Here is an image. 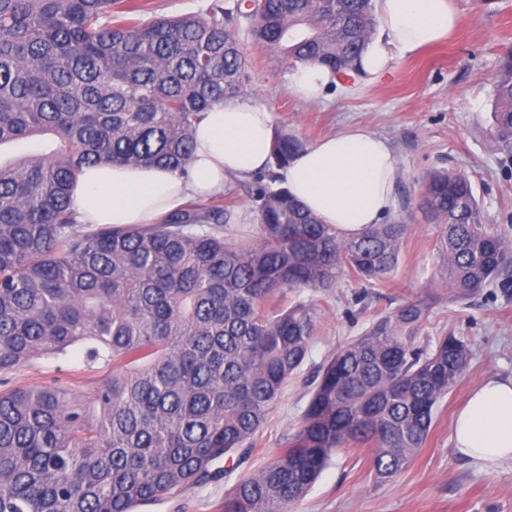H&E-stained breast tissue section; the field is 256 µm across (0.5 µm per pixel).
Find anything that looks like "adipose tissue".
I'll use <instances>...</instances> for the list:
<instances>
[{
  "label": "adipose tissue",
  "mask_w": 512,
  "mask_h": 512,
  "mask_svg": "<svg viewBox=\"0 0 512 512\" xmlns=\"http://www.w3.org/2000/svg\"><path fill=\"white\" fill-rule=\"evenodd\" d=\"M384 29L363 60L361 78L382 79L399 59L417 54L461 20L454 0H377ZM297 95L324 98L338 79L320 65L298 66L289 76ZM274 135L271 112L236 98L213 105L195 127L186 172L146 165L84 168L74 191L87 224H155L189 199L222 193L226 182L265 168ZM279 176L322 223L354 236L380 223L395 199L399 177L390 143L353 126L296 155ZM458 454L489 465L512 462V376L491 377L472 389L454 426Z\"/></svg>",
  "instance_id": "adipose-tissue-1"
}]
</instances>
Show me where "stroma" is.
Segmentation results:
<instances>
[{
	"label": "stroma",
	"instance_id": "35a3bbf8",
	"mask_svg": "<svg viewBox=\"0 0 512 512\" xmlns=\"http://www.w3.org/2000/svg\"><path fill=\"white\" fill-rule=\"evenodd\" d=\"M461 24L446 42L398 61L374 83L345 82L318 104L302 102L288 83L292 64L263 53L250 35L241 43L251 62L245 98L265 106L274 126L315 145L352 125L387 138L399 158L398 189L417 200L423 175L434 168L469 175L490 223L512 228V173L488 146L492 92L500 60L512 48V0H456ZM251 178L231 180L223 193L231 218L224 241L257 235ZM399 261L387 282L366 287L342 280L330 290L302 289L288 301L312 302L318 323L309 354L287 386L247 458L217 462L216 478L138 505L133 512H221L239 480L265 463L304 414L313 378L325 360L373 320L408 297L436 291V231L414 213ZM425 333L468 337V376L440 402L426 446L390 482L377 484L368 447L339 449L331 465L294 512H512V462H473L454 450L453 422L472 388L489 376H512V295L491 288L465 305L438 299ZM109 373L86 364L81 349L64 359H39L16 371L15 386H40L60 378L91 391Z\"/></svg>",
	"mask_w": 512,
	"mask_h": 512
}]
</instances>
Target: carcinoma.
Returning <instances> with one entry per match:
<instances>
[{
  "instance_id": "carcinoma-1",
  "label": "carcinoma",
  "mask_w": 512,
  "mask_h": 512,
  "mask_svg": "<svg viewBox=\"0 0 512 512\" xmlns=\"http://www.w3.org/2000/svg\"><path fill=\"white\" fill-rule=\"evenodd\" d=\"M141 13L133 0H0V147L53 141L0 162V512H132L214 477L215 462L253 448L314 339L312 304L271 301L345 277L383 282L410 231L393 221L346 237L272 187L307 148L278 130L252 186L255 239L224 242L220 201H191L157 224L81 223L71 191L86 165L186 173L203 112L249 79L239 19L261 48L337 77L362 71L378 26L375 0ZM490 140L512 163V52ZM419 209L436 226L448 301L509 292L512 232L486 222L468 176L428 173ZM433 303L402 302L329 356L294 431L224 512H293L340 448L371 445L378 484L407 466L470 365L460 337L417 345ZM78 344L112 368L89 395L59 381L10 385Z\"/></svg>"
}]
</instances>
